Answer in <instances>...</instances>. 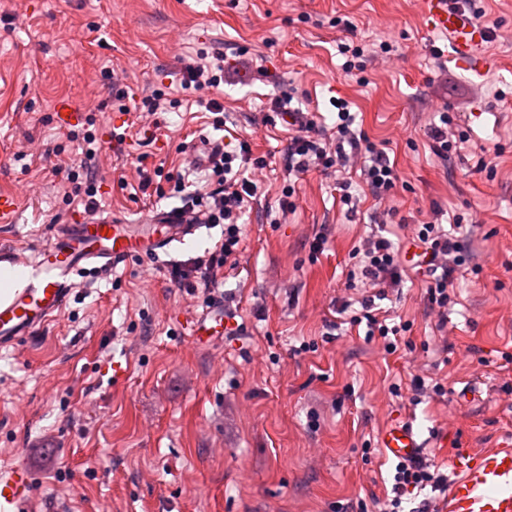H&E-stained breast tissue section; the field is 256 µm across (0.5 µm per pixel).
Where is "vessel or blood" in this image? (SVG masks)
I'll use <instances>...</instances> for the list:
<instances>
[{"instance_id":"vessel-or-blood-1","label":"vessel or blood","mask_w":512,"mask_h":512,"mask_svg":"<svg viewBox=\"0 0 512 512\" xmlns=\"http://www.w3.org/2000/svg\"><path fill=\"white\" fill-rule=\"evenodd\" d=\"M426 30L446 33L452 55L472 64L488 32L477 26L459 0H420ZM200 226L185 207L156 211L145 228L135 229L112 216L87 212L79 219L55 225L49 240L30 265L12 253L0 254V268L24 266L26 277L10 291L0 292V346L43 329L58 317L72 291L74 274L87 269H109L136 255L156 256L170 246L194 238ZM224 328V309L215 307L193 325L196 340ZM381 446L398 458L422 455L424 443L413 427L393 425L381 434ZM456 475L438 512H512V448L458 449L449 459ZM33 478L28 470L13 467L0 475V512H34Z\"/></svg>"}]
</instances>
